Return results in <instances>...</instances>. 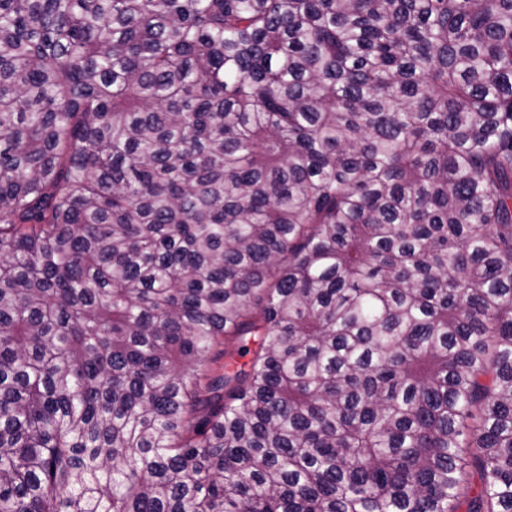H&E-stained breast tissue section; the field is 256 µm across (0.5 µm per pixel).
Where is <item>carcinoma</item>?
I'll return each mask as SVG.
<instances>
[{"label":"carcinoma","instance_id":"carcinoma-1","mask_svg":"<svg viewBox=\"0 0 512 512\" xmlns=\"http://www.w3.org/2000/svg\"><path fill=\"white\" fill-rule=\"evenodd\" d=\"M0 512H512V0H0Z\"/></svg>","mask_w":512,"mask_h":512}]
</instances>
